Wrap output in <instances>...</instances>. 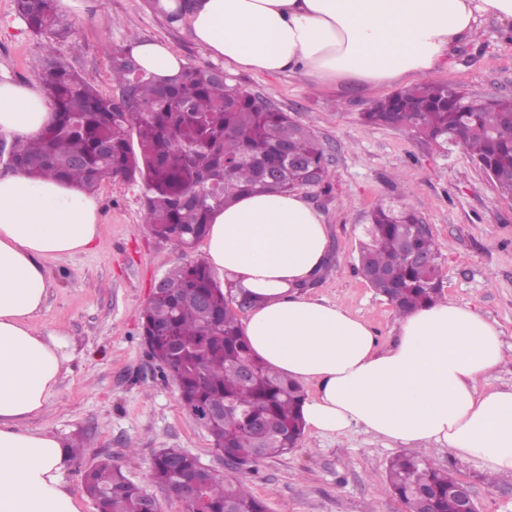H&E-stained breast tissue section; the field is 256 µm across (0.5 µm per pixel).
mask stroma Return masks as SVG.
Masks as SVG:
<instances>
[{
    "mask_svg": "<svg viewBox=\"0 0 512 512\" xmlns=\"http://www.w3.org/2000/svg\"><path fill=\"white\" fill-rule=\"evenodd\" d=\"M62 16L75 33L57 44L58 57L93 75L106 95L115 91L109 54L135 38L165 43L191 66L213 63L188 25L169 24L152 0H83ZM40 52L41 42L17 16L14 0H0V80L32 82L31 62ZM434 78L479 99L512 97V36L500 22L482 21L474 38L460 43ZM226 81L288 112L326 150L331 194L314 187L303 194L325 216L332 264L308 295L364 318L380 347L393 344L399 315L359 272V240L376 206L408 204L431 232L444 295L477 310L499 332L505 362L491 375L489 387L511 386L512 199L499 196L461 149L445 152L402 129L365 125L362 112L390 95V88H318L298 74L252 72L227 74ZM94 195L102 224L95 245L83 254L46 261L51 288L33 324L66 331L79 349L45 413L29 422L82 443L85 453L67 474L82 512H96L83 489V474L103 458L121 466L162 512H185L182 502L152 478L153 458L162 448L183 449L225 480L246 482L269 512H406L387 486L389 464L400 448L358 427L335 439L303 433L290 453L263 462L254 473L230 468L214 453L208 434L182 408L176 383L162 375L142 336V311L157 280L174 264L176 246L148 233L137 185L105 182ZM414 454L468 482L478 512H512V475L488 476L476 459L445 451L418 448Z\"/></svg>",
    "mask_w": 512,
    "mask_h": 512,
    "instance_id": "obj_1",
    "label": "stroma"
}]
</instances>
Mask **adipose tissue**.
Wrapping results in <instances>:
<instances>
[{"mask_svg":"<svg viewBox=\"0 0 512 512\" xmlns=\"http://www.w3.org/2000/svg\"><path fill=\"white\" fill-rule=\"evenodd\" d=\"M182 11L195 42L237 72L302 74L357 89L430 75L479 19L512 24V0H158ZM132 53L158 82L185 60L158 42ZM53 119L40 84L0 80V136L36 137ZM102 226L97 200L65 180L0 174V512H81L65 479L71 455L42 415L77 350L56 328L35 329L50 256L88 251ZM328 255L324 214L302 193L246 192L209 217L204 261L238 295L256 298L243 321L252 353L309 387L312 434L351 427L386 445L445 450L512 473V388L478 390L504 361L498 331L454 300L399 321L380 348L364 319L303 292Z\"/></svg>","mask_w":512,"mask_h":512,"instance_id":"ef3b65f1","label":"adipose tissue"}]
</instances>
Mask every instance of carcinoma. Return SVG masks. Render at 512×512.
<instances>
[{
	"mask_svg": "<svg viewBox=\"0 0 512 512\" xmlns=\"http://www.w3.org/2000/svg\"><path fill=\"white\" fill-rule=\"evenodd\" d=\"M19 17L47 40L32 73L52 106L51 124L37 139L5 143V166L32 179H65L91 191L105 181L138 183L146 227L171 240L181 257L163 277L164 294L150 299L142 335L151 355L176 382L180 404L203 422L211 443L241 469L290 453L303 434L300 385L255 357L243 336L239 312L248 305L224 293L209 267L187 246L206 236L214 206H227L249 190L288 192L307 186L305 168L317 171L315 186L331 190L328 159L317 136L265 101L229 87L211 67H188L165 86L145 71L131 72L124 47L110 53L115 94L104 95L95 79L75 71L52 44L72 36L58 0H16ZM134 86L136 106L125 98ZM512 98L472 100L458 86L426 79L376 100L361 114L367 125L407 131L440 148L464 150L484 173L512 168ZM286 145L305 165L289 163ZM407 205L378 206L365 227L359 264L369 285L401 314L444 299L439 257L429 230ZM415 253L428 264L411 261ZM252 369L242 377L244 367ZM224 410V420L208 417ZM197 460L180 448H162L153 460L155 483L171 491L200 477ZM452 473L409 455L392 459L388 488L414 510L422 489L431 512H457ZM206 512H268L243 483L205 478ZM84 489L97 512H152L153 501L122 468L100 460L84 471Z\"/></svg>",
	"mask_w": 512,
	"mask_h": 512,
	"instance_id": "carcinoma-1",
	"label": "carcinoma"
}]
</instances>
